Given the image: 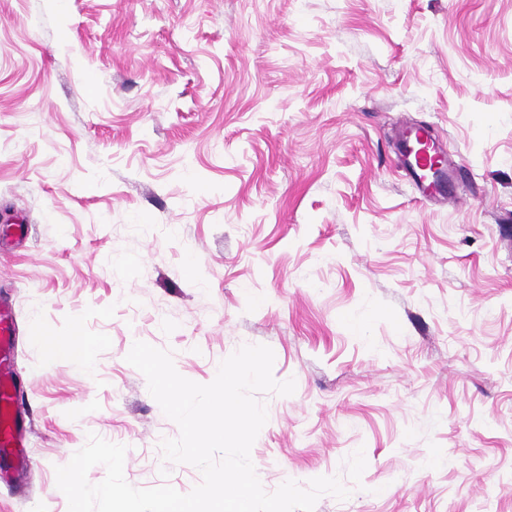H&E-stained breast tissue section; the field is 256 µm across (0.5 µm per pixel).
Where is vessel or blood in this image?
<instances>
[{"label":"vessel or blood","mask_w":512,"mask_h":512,"mask_svg":"<svg viewBox=\"0 0 512 512\" xmlns=\"http://www.w3.org/2000/svg\"><path fill=\"white\" fill-rule=\"evenodd\" d=\"M400 154L407 174L423 198L445 196L451 169L428 128H403ZM12 334V320L0 309V457L12 458L21 465L25 462L27 439L18 418L20 400L10 357Z\"/></svg>","instance_id":"vessel-or-blood-1"}]
</instances>
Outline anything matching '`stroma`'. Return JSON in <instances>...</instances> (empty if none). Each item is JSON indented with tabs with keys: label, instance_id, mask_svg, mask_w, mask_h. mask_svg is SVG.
<instances>
[{
	"label": "stroma",
	"instance_id": "obj_1",
	"mask_svg": "<svg viewBox=\"0 0 512 512\" xmlns=\"http://www.w3.org/2000/svg\"><path fill=\"white\" fill-rule=\"evenodd\" d=\"M400 120L455 204L416 200ZM2 301L32 432L0 512H68L55 469L91 432L134 487L200 483L137 341L199 384L273 350L296 391L261 397L266 491L512 512V0H0ZM77 325L84 369L38 342Z\"/></svg>",
	"mask_w": 512,
	"mask_h": 512
}]
</instances>
